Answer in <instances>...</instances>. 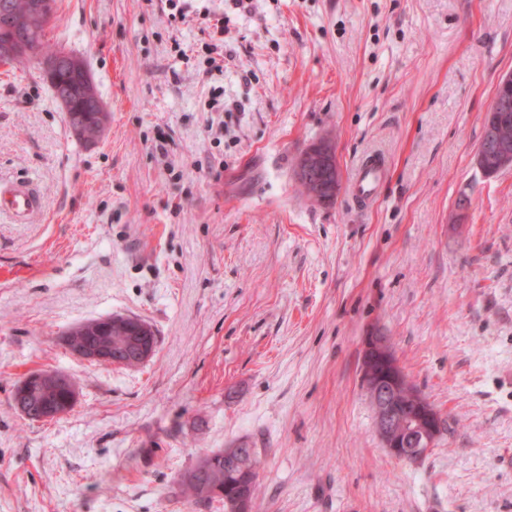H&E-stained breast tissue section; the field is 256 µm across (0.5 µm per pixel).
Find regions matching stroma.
<instances>
[{
    "label": "stroma",
    "instance_id": "obj_1",
    "mask_svg": "<svg viewBox=\"0 0 512 512\" xmlns=\"http://www.w3.org/2000/svg\"><path fill=\"white\" fill-rule=\"evenodd\" d=\"M189 4L227 17L221 43L167 0H58L46 39L109 113L92 144L35 64H0V183L42 197L0 215V512H224L181 476L239 444L252 512H512V170L476 164L512 0ZM325 138L342 178L388 167L371 205L307 195ZM109 315L153 325L143 365L63 345ZM372 327L445 420L419 461L376 434ZM36 370L74 380L73 410L11 405Z\"/></svg>",
    "mask_w": 512,
    "mask_h": 512
}]
</instances>
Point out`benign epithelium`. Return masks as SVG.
<instances>
[{
    "label": "benign epithelium",
    "instance_id": "1",
    "mask_svg": "<svg viewBox=\"0 0 512 512\" xmlns=\"http://www.w3.org/2000/svg\"><path fill=\"white\" fill-rule=\"evenodd\" d=\"M56 0H30L29 11L41 20H50L55 14ZM32 62L48 81H58V73L67 71L79 82L82 104L76 105L74 89L63 85L55 90V98L65 112H91L97 124L75 122L72 126L77 136L92 142L100 136L107 122L105 103L96 89L94 78L82 56L59 49L46 58L36 48L19 39L6 38L0 42V63ZM512 108V72L503 75L490 108L492 112H507ZM485 149L478 158L483 171L495 174L512 169V148L500 139L497 127L489 125L484 135ZM298 180L307 183L322 175L320 190L314 198L330 202L339 193L341 175L336 163L334 146L328 140H320L307 147L297 161ZM129 331L127 345L120 350L105 348L89 337L88 341L75 342L64 338V344L78 358L90 362H110L118 366L137 367L152 355L155 345L149 335V327L139 318L125 319ZM362 385L375 412L377 435L391 456L398 460L415 462L421 459L435 444L443 429L440 412L418 391L399 365L387 336L377 329H370L362 339ZM71 388L69 376L57 371H42L26 376L18 385L14 406L26 417H33L26 396L37 385L47 380ZM248 452L243 448L224 449V461L248 471Z\"/></svg>",
    "mask_w": 512,
    "mask_h": 512
}]
</instances>
